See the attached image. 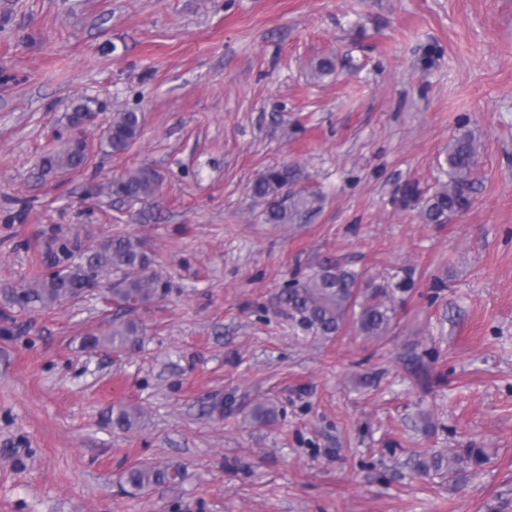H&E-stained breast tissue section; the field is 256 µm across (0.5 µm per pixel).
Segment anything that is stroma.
<instances>
[{
    "label": "stroma",
    "mask_w": 512,
    "mask_h": 512,
    "mask_svg": "<svg viewBox=\"0 0 512 512\" xmlns=\"http://www.w3.org/2000/svg\"><path fill=\"white\" fill-rule=\"evenodd\" d=\"M83 102L91 162L44 169ZM464 129L469 204L424 223L403 192L447 181ZM282 164L321 209L267 224L250 185ZM141 167L159 196L113 197ZM117 236L168 286L134 350L83 346L105 292L11 304ZM329 263L395 284L386 335L308 336L278 305ZM468 448L481 467L413 469ZM139 462L183 478L127 495ZM0 512H512V0H0ZM140 131L137 113L117 112L112 117L107 134L101 136V143L110 148L112 153H123L138 139Z\"/></svg>",
    "instance_id": "obj_1"
}]
</instances>
